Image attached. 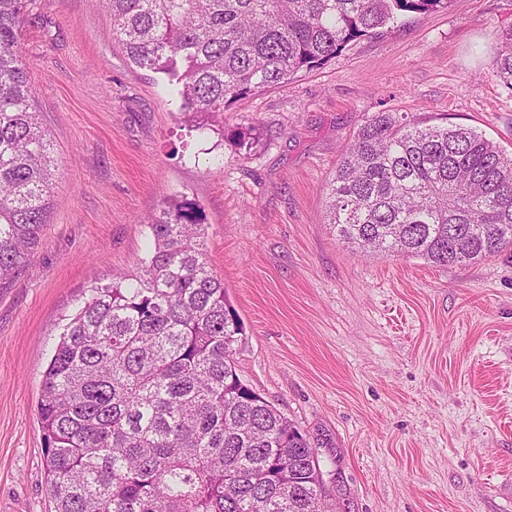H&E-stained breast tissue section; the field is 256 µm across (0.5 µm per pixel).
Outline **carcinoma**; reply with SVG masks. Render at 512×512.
<instances>
[{
    "label": "carcinoma",
    "mask_w": 512,
    "mask_h": 512,
    "mask_svg": "<svg viewBox=\"0 0 512 512\" xmlns=\"http://www.w3.org/2000/svg\"><path fill=\"white\" fill-rule=\"evenodd\" d=\"M31 0H0V288L38 246L53 144L18 54ZM138 67L163 75L205 134L224 105L336 57L447 0H103ZM512 88V29L492 59ZM327 223L357 253L476 263L512 248V155L462 125L368 117L343 148ZM150 256L89 289L65 325L38 402L54 512H322L324 442L236 371L243 335L205 258L198 208L148 220Z\"/></svg>",
    "instance_id": "carcinoma-1"
}]
</instances>
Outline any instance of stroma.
I'll use <instances>...</instances> for the list:
<instances>
[{"label":"stroma","instance_id":"1","mask_svg":"<svg viewBox=\"0 0 512 512\" xmlns=\"http://www.w3.org/2000/svg\"><path fill=\"white\" fill-rule=\"evenodd\" d=\"M509 28L512 0H448L227 102L223 133L202 136L101 0H33L18 52L56 172L41 242L0 289V512H54L43 373L89 288L137 273L147 218L182 195L244 325L238 373L325 441L338 512H512V249L448 267L363 256L326 222L342 149L373 113L512 153V88L491 72Z\"/></svg>","mask_w":512,"mask_h":512}]
</instances>
